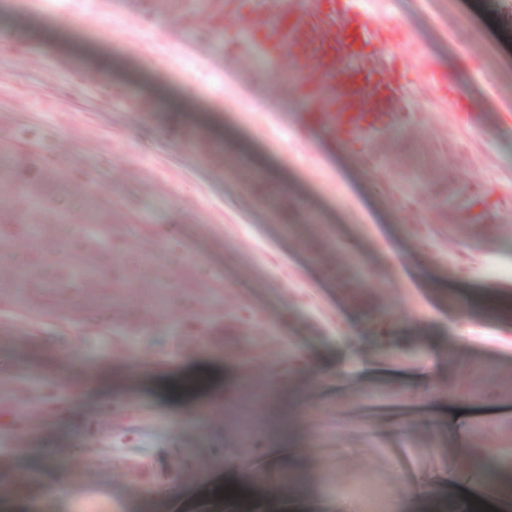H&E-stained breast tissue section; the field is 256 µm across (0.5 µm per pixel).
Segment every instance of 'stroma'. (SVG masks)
<instances>
[{
    "label": "stroma",
    "instance_id": "obj_1",
    "mask_svg": "<svg viewBox=\"0 0 512 512\" xmlns=\"http://www.w3.org/2000/svg\"><path fill=\"white\" fill-rule=\"evenodd\" d=\"M224 2L0 0V163L32 152L85 183L57 206L130 228L111 306L75 289L34 319L0 292V499L495 512L474 455L489 426V458L512 452V397L460 374L512 370V0H382L412 40L407 117L340 158ZM430 68L470 112L432 100Z\"/></svg>",
    "mask_w": 512,
    "mask_h": 512
}]
</instances>
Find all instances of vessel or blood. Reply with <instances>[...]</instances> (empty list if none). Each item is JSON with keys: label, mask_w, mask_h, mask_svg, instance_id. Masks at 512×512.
Segmentation results:
<instances>
[{"label": "vessel or blood", "mask_w": 512, "mask_h": 512, "mask_svg": "<svg viewBox=\"0 0 512 512\" xmlns=\"http://www.w3.org/2000/svg\"><path fill=\"white\" fill-rule=\"evenodd\" d=\"M251 21L262 50L275 51L306 81L326 85L333 109L310 117L323 137L353 150L366 134L403 120L407 84L384 52H408L411 41L403 33L388 41L392 28L368 0H262ZM426 82L449 108L470 111L446 77L431 71Z\"/></svg>", "instance_id": "vessel-or-blood-1"}]
</instances>
